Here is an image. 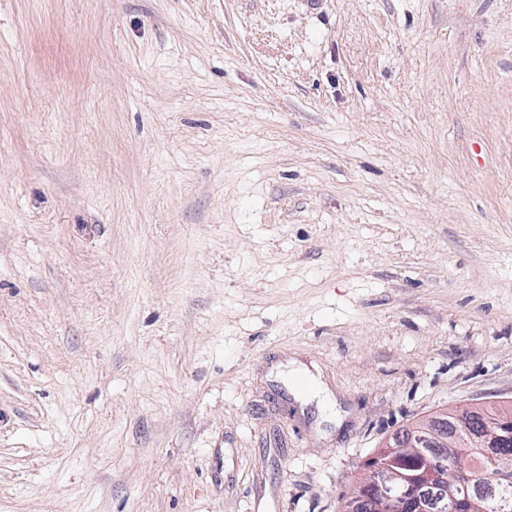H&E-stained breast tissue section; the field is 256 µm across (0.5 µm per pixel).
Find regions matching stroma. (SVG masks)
I'll use <instances>...</instances> for the list:
<instances>
[{
	"label": "stroma",
	"mask_w": 512,
	"mask_h": 512,
	"mask_svg": "<svg viewBox=\"0 0 512 512\" xmlns=\"http://www.w3.org/2000/svg\"><path fill=\"white\" fill-rule=\"evenodd\" d=\"M509 403L512 0H0V512H342Z\"/></svg>",
	"instance_id": "obj_1"
}]
</instances>
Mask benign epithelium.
<instances>
[{"mask_svg": "<svg viewBox=\"0 0 512 512\" xmlns=\"http://www.w3.org/2000/svg\"><path fill=\"white\" fill-rule=\"evenodd\" d=\"M512 438V416L501 414L476 424L467 414L448 427L431 418L408 434L397 438L398 449L408 457L426 452L434 455L433 465L419 469L416 481L403 491L396 488L393 472L370 470L349 502L348 512H448V502H462L466 512H487L486 503L498 501V509L512 506V468L502 466L493 473L474 475L464 464L448 470V449L458 442L482 449L486 458H501L499 448Z\"/></svg>", "mask_w": 512, "mask_h": 512, "instance_id": "1", "label": "benign epithelium"}]
</instances>
